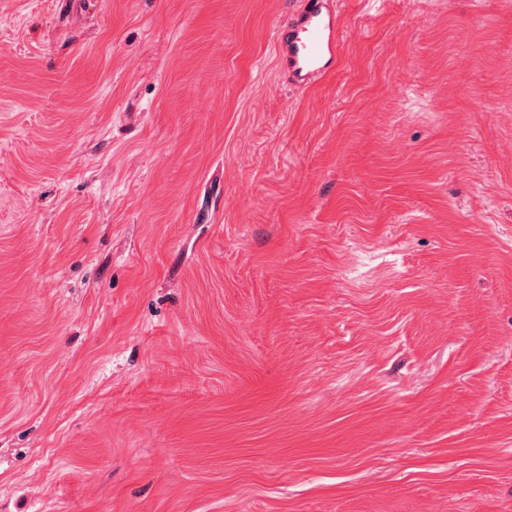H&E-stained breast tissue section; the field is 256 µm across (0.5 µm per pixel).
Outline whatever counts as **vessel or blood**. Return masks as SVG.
<instances>
[{"label":"vessel or blood","mask_w":512,"mask_h":512,"mask_svg":"<svg viewBox=\"0 0 512 512\" xmlns=\"http://www.w3.org/2000/svg\"><path fill=\"white\" fill-rule=\"evenodd\" d=\"M341 14L340 0H302L276 28L274 45L289 87L306 88L336 66Z\"/></svg>","instance_id":"vessel-or-blood-1"}]
</instances>
